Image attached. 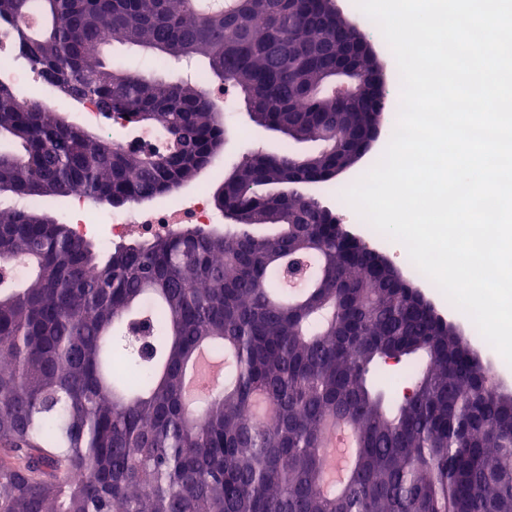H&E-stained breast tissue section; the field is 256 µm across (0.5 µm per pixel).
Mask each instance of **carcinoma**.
Here are the masks:
<instances>
[{
    "instance_id": "carcinoma-1",
    "label": "carcinoma",
    "mask_w": 512,
    "mask_h": 512,
    "mask_svg": "<svg viewBox=\"0 0 512 512\" xmlns=\"http://www.w3.org/2000/svg\"><path fill=\"white\" fill-rule=\"evenodd\" d=\"M26 13L44 17L39 36L18 24ZM334 19L335 0L209 14L193 0H0V22L64 96L164 130L159 149H123L0 80V195L120 206L214 162L213 103L112 67L104 27L168 61L203 58L288 142L337 141L244 155L213 196L222 230L107 253L38 207L0 208V264L30 263L0 279V512H512V392L318 198L284 193L351 168L374 132L367 105L336 111V64L362 78L371 61L350 34L326 36ZM208 343L224 352V389L190 414L184 373ZM420 354L411 398L377 385L378 364ZM342 424L355 455L329 488L325 448Z\"/></svg>"
}]
</instances>
